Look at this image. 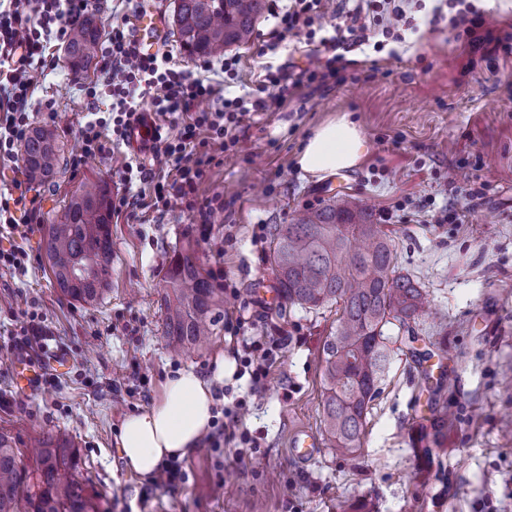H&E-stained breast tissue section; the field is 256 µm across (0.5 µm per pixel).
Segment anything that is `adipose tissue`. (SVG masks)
Segmentation results:
<instances>
[{
  "label": "adipose tissue",
  "instance_id": "obj_1",
  "mask_svg": "<svg viewBox=\"0 0 512 512\" xmlns=\"http://www.w3.org/2000/svg\"><path fill=\"white\" fill-rule=\"evenodd\" d=\"M359 127L342 118L314 130L297 156L300 169L317 179L357 167L366 153ZM224 361L211 376L182 369L167 376L160 400L148 411L128 415L122 422L118 446L129 469L152 478L168 458L184 457L198 447L212 428L213 388L223 383Z\"/></svg>",
  "mask_w": 512,
  "mask_h": 512
}]
</instances>
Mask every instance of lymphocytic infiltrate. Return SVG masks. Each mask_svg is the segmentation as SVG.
I'll list each match as a JSON object with an SVG mask.
<instances>
[{
    "instance_id": "f902f5d3",
    "label": "lymphocytic infiltrate",
    "mask_w": 512,
    "mask_h": 512,
    "mask_svg": "<svg viewBox=\"0 0 512 512\" xmlns=\"http://www.w3.org/2000/svg\"><path fill=\"white\" fill-rule=\"evenodd\" d=\"M0 11V162L18 160L17 146L31 124L28 109L38 90L29 74L34 61L54 58L74 19L84 14L85 0H8ZM419 0H337L326 10L324 0H288L272 7L278 38L306 36L319 39L324 52L298 76L283 68L267 70L252 92L222 101L221 108L199 112L196 102L216 94V86L180 68L171 54L144 51L140 41L120 27H113L103 67L111 72L108 85L114 102L107 115L88 121L80 132V146L70 165L80 169L86 159L109 153L113 143L140 140L149 161L126 164L125 182L146 180L153 172L174 168L175 177L159 186L155 199L163 207L186 202L207 173L211 158L208 142L235 144V131L249 113L267 110L270 89L286 96L290 81L323 85L344 81L350 66L349 52L385 41L403 42L413 27ZM448 24L463 33L471 52L485 57L512 54V34L500 33L495 20L475 9L470 0H448ZM334 19L331 36L317 38L327 19ZM149 100L151 111L140 103Z\"/></svg>"
}]
</instances>
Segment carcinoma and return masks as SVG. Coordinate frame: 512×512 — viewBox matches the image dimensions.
Returning <instances> with one entry per match:
<instances>
[{"label":"carcinoma","mask_w":512,"mask_h":512,"mask_svg":"<svg viewBox=\"0 0 512 512\" xmlns=\"http://www.w3.org/2000/svg\"><path fill=\"white\" fill-rule=\"evenodd\" d=\"M266 9L267 0H174L173 24L188 56H220L252 38ZM102 32L94 13L72 22L63 52L74 76L96 69ZM21 156L27 180L37 186L53 182L62 168L57 134L50 128H32ZM111 221L107 184L96 178L82 183L59 219L45 225V251L63 297L94 305L109 290ZM272 243L268 261L281 301L308 309L342 305L336 329L322 346L323 424L336 454L353 455L390 364L391 344L398 340L391 331L410 329L420 316L424 288L396 272L391 239L367 208L348 199L273 225ZM163 281L168 348L182 353L214 336L224 289L198 262L191 242L174 253ZM79 471L77 450L62 430L42 433L27 462L12 437L0 432V512H100L98 493Z\"/></svg>","instance_id":"obj_1"}]
</instances>
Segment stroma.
<instances>
[{
    "label": "stroma",
    "instance_id": "1",
    "mask_svg": "<svg viewBox=\"0 0 512 512\" xmlns=\"http://www.w3.org/2000/svg\"><path fill=\"white\" fill-rule=\"evenodd\" d=\"M437 0H422L415 29L397 56L355 52L346 82L304 87L284 103L248 114L236 143L213 144V160L197 186L196 209L154 208L146 189L144 220L112 217V283L97 305L63 299L44 243L45 224L89 178L103 179L111 202L125 194L122 171L139 141L64 168L56 182L32 187L38 210L26 238L0 233V248L23 244L24 271L0 273V431L26 448L39 433L72 436L81 473L100 493L101 512H512V55L471 59L447 20L432 22ZM173 0H88L104 26L128 16L160 23L157 48L200 73L172 26ZM275 27L264 17L236 47L234 94L255 87L268 66L298 70L321 54L304 38L266 50ZM379 76H372L371 66ZM29 112L33 125L54 128L66 151L94 95L109 97L108 75L73 77L63 58L44 67ZM349 116L368 152L349 171L317 181L296 155L314 129ZM391 210L395 269L426 291L428 311L400 335L363 422L361 447L336 455L323 427L322 344L336 328V306L306 311L276 296L268 256L270 228L333 198ZM462 223H428L445 206ZM207 223L197 245L202 265L223 283L224 316L216 336L187 355L164 336L163 275L193 225ZM272 348L273 366L259 384L241 371L244 343ZM70 358L66 371L51 351ZM43 370L23 392L13 360ZM234 372L224 379L218 409L229 410L232 440L206 443L184 457L186 480L168 488L127 470L117 446L124 417L150 409L166 377L183 368L211 375L217 357ZM452 422L433 460L417 455L422 425L439 411ZM318 448L305 460L290 450L300 431Z\"/></svg>",
    "mask_w": 512,
    "mask_h": 512
}]
</instances>
